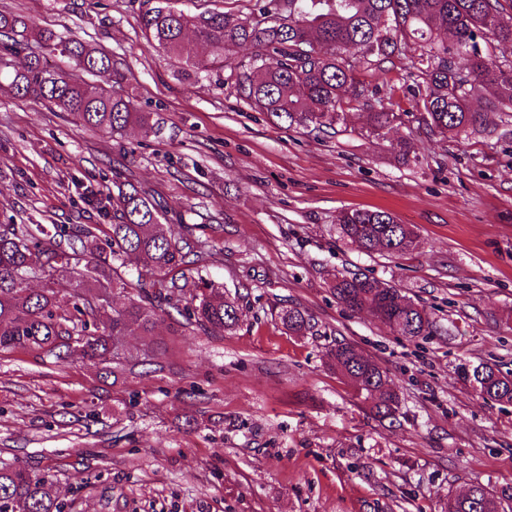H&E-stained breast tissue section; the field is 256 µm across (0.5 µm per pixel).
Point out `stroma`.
<instances>
[{"label":"stroma","instance_id":"35a3bbf8","mask_svg":"<svg viewBox=\"0 0 512 512\" xmlns=\"http://www.w3.org/2000/svg\"><path fill=\"white\" fill-rule=\"evenodd\" d=\"M144 0H0V13L112 55L93 85L129 96L155 131L84 129L0 87V224H97L82 194L132 183L193 225L201 263L171 271L244 296L235 331L182 318L130 327L119 376L72 355L0 351V455L49 473L63 512H444L482 483L512 486V404L460 375L512 371V134L434 137L411 113L400 66L381 79L403 119L383 138L361 111L316 136L240 101L231 72L195 74L149 46ZM406 138L418 161L390 144ZM391 213L417 249L365 254L341 238L344 210ZM399 288L438 325L410 339L330 292L336 272ZM312 317L288 335L276 313ZM353 344L387 371L397 421L376 419L325 363ZM194 426H186V418Z\"/></svg>","mask_w":512,"mask_h":512}]
</instances>
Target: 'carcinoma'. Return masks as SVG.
<instances>
[{"instance_id":"carcinoma-1","label":"carcinoma","mask_w":512,"mask_h":512,"mask_svg":"<svg viewBox=\"0 0 512 512\" xmlns=\"http://www.w3.org/2000/svg\"><path fill=\"white\" fill-rule=\"evenodd\" d=\"M146 3L139 24L151 46L179 58L184 33L193 31L211 59L185 64L236 72L237 98L279 127L334 134L353 105L365 111L368 132L382 136L401 120L382 86L369 84L347 102L344 93L357 66L376 71L395 57L406 60V75L418 88L416 108L431 133L492 138L512 125V62L495 56L498 47L512 46V12L501 0H255L254 11L269 17L261 27L251 16L191 13L173 0ZM243 44L253 52L239 59L234 49ZM59 45L60 56L87 74L112 69L102 50L0 13V83L21 100L78 115L91 129L118 132L136 124L147 134L154 131L150 114L136 111L129 98L49 68L45 54ZM20 54L26 63L18 68L12 58ZM85 199L112 215L102 236L94 224L57 225L56 247L46 248L42 225L0 224L1 350L37 349L58 362L78 352L112 363L115 373L126 360L121 336L128 326L149 332L170 309L205 334L238 326L240 293L203 278L189 292L159 278L202 260L191 225L168 223L167 203L133 184L112 196L89 190ZM337 224L342 236L370 254L418 246L413 229L384 211H344ZM131 256L139 265L135 278L125 272ZM31 277L43 280V288H26ZM61 277L71 284L65 302L56 288ZM332 292L344 307L367 310L403 336L424 338L435 328L424 306L374 277L337 274ZM115 293L127 294L128 303L112 306ZM277 317L290 336L312 328L311 316L297 306L280 309ZM325 357L377 418L397 419L399 392L377 361L348 342L329 348ZM462 379L483 400L512 404V372L486 362L480 370H462ZM0 512H61V503L48 474L0 458ZM448 512H512V487L473 485L448 495Z\"/></svg>"}]
</instances>
